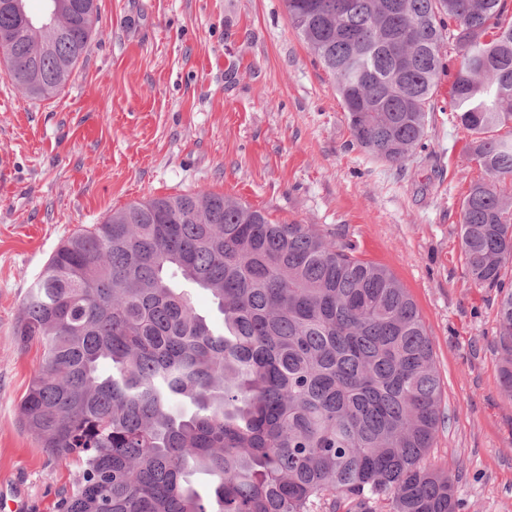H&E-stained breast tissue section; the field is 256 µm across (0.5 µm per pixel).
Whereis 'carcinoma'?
<instances>
[{"label":"carcinoma","instance_id":"cac0c4a2","mask_svg":"<svg viewBox=\"0 0 512 512\" xmlns=\"http://www.w3.org/2000/svg\"><path fill=\"white\" fill-rule=\"evenodd\" d=\"M334 79L355 144L402 164L423 146L449 39V90L486 177L461 206L465 276L504 289L500 378L512 401V23L505 0H285ZM55 31L0 11L9 79L61 91L92 45L95 0H49ZM419 25L397 74L401 34ZM214 298L224 327L193 303ZM42 349L24 429L79 466L56 512H460L424 464L441 421L426 327L386 268L313 224L212 192L151 197L79 229L29 289L13 332ZM214 478L202 498L187 471Z\"/></svg>","mask_w":512,"mask_h":512}]
</instances>
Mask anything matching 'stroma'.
I'll list each match as a JSON object with an SVG mask.
<instances>
[{"mask_svg":"<svg viewBox=\"0 0 512 512\" xmlns=\"http://www.w3.org/2000/svg\"><path fill=\"white\" fill-rule=\"evenodd\" d=\"M98 35L57 95L35 100L0 60V486L55 512L77 465L20 425L41 352L13 330L23 301L77 229L152 196L208 191L271 219L314 224L387 268L415 301L443 391L426 462L447 466L472 512H512V403L499 379V292L464 276L461 203L481 177L448 89L444 46L425 146L405 163L352 142L328 72L284 0H97Z\"/></svg>","mask_w":512,"mask_h":512,"instance_id":"35a3bbf8","label":"stroma"}]
</instances>
